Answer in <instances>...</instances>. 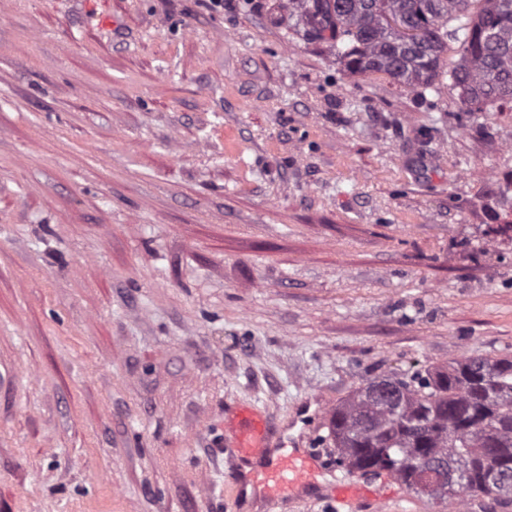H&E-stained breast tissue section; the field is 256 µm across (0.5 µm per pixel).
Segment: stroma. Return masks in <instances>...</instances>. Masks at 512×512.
Segmentation results:
<instances>
[{
	"instance_id": "1",
	"label": "stroma",
	"mask_w": 512,
	"mask_h": 512,
	"mask_svg": "<svg viewBox=\"0 0 512 512\" xmlns=\"http://www.w3.org/2000/svg\"><path fill=\"white\" fill-rule=\"evenodd\" d=\"M280 3L0 0V512H438L328 499V422L512 357V103L452 51L344 72ZM245 409L323 475L248 496Z\"/></svg>"
}]
</instances>
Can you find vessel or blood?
<instances>
[{
    "label": "vessel or blood",
    "mask_w": 512,
    "mask_h": 512,
    "mask_svg": "<svg viewBox=\"0 0 512 512\" xmlns=\"http://www.w3.org/2000/svg\"><path fill=\"white\" fill-rule=\"evenodd\" d=\"M273 432L266 417L251 413L230 437L229 448L239 458L257 461L259 483L266 496L315 482L322 467L310 450L293 439H273ZM330 493L336 502L347 503L367 496L368 490L360 480L341 478L331 484Z\"/></svg>",
    "instance_id": "obj_1"
}]
</instances>
